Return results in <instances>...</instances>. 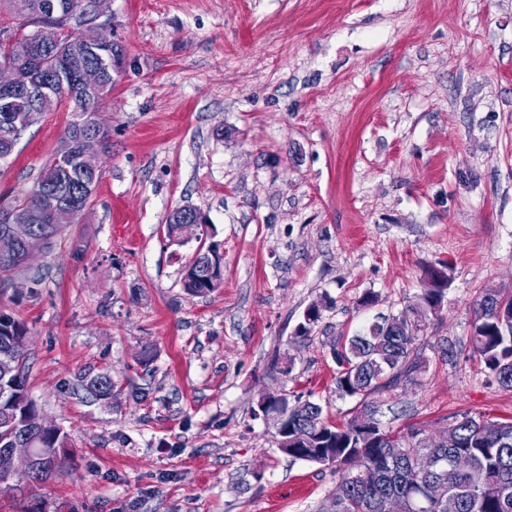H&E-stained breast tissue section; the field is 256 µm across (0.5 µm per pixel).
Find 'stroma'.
<instances>
[{
  "mask_svg": "<svg viewBox=\"0 0 512 512\" xmlns=\"http://www.w3.org/2000/svg\"><path fill=\"white\" fill-rule=\"evenodd\" d=\"M101 22L126 58L92 202L0 285L29 329V394L75 456L0 512H332L341 473L281 453L258 398L346 421L336 337L413 304L432 267L450 284L424 368L373 396L377 419L433 436L457 414L512 418L470 349L477 301L512 292V0H111ZM71 118L39 115L0 162V208ZM185 204L224 253L204 296L182 287L198 240L165 235ZM103 375L106 402L83 388ZM328 308V305L324 302H313L311 303L303 313V321L300 322L298 327L295 329L294 337L304 338L309 335L312 328L315 327L322 319L323 311Z\"/></svg>",
  "mask_w": 512,
  "mask_h": 512,
  "instance_id": "35a3bbf8",
  "label": "stroma"
}]
</instances>
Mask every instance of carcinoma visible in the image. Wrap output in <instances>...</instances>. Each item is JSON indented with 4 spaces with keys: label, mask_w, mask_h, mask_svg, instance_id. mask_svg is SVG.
<instances>
[{
    "label": "carcinoma",
    "mask_w": 512,
    "mask_h": 512,
    "mask_svg": "<svg viewBox=\"0 0 512 512\" xmlns=\"http://www.w3.org/2000/svg\"><path fill=\"white\" fill-rule=\"evenodd\" d=\"M32 2L31 23L39 27L52 22L63 29L66 40L74 39L73 32L66 30L70 21H80L83 13L106 12L110 4V0H63L67 9L51 16L43 10L44 0ZM34 39L32 33L12 43L0 41V66L34 63L55 78V83L35 100L13 98L8 111L0 109V160L12 153L21 133L33 124L34 114L52 112L67 101L70 112L89 116L112 90L108 82L95 94L84 93L77 82L80 62L43 55ZM65 135L75 144L74 155L68 159L53 155L33 188L11 207L0 209L4 216L35 213L37 218L31 227L48 245L77 223L82 205L92 200L86 191L89 178L76 162V154L89 145L78 117L67 125ZM208 224L207 215L200 209L184 205L170 212L166 235L180 245ZM223 260L216 243L198 248L184 274L185 290L205 295L218 288L223 281ZM25 269L21 249L10 258H0L3 282ZM447 290L448 276L430 269L414 304L373 321L352 336L336 338V389L357 400L353 416L346 423L329 421L323 407L311 400L292 401L285 394L275 398L274 407L282 422L277 439L281 452L295 460L346 470L336 491L335 512H388L393 499L401 502L406 512H445L442 503L428 495L433 484L441 485L457 502L458 512H512V418L492 421L468 413L455 415L443 428L448 433V445L434 448L419 427L397 433L394 441H389L368 401L371 395L409 382L421 372L415 341L424 330L428 314L440 309ZM326 308L324 302L311 303L294 337L308 336ZM27 334L24 323L0 313V448H63L65 452L53 466H40L6 483L0 481L1 492L22 482L41 483L74 457L68 449L67 434L53 423L41 424L28 396ZM470 341L484 372L511 389L512 295L503 296L493 290L483 294L475 310ZM85 388L98 400L106 402L112 396V381L106 376L88 381ZM462 455L469 459V466L458 470L454 460Z\"/></svg>",
    "instance_id": "carcinoma-1"
}]
</instances>
